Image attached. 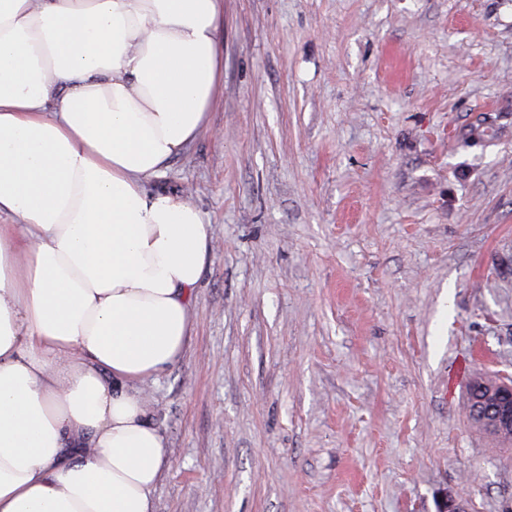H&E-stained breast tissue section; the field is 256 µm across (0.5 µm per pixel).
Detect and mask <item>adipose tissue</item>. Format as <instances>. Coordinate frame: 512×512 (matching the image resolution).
Listing matches in <instances>:
<instances>
[{
    "label": "adipose tissue",
    "instance_id": "ef3b65f1",
    "mask_svg": "<svg viewBox=\"0 0 512 512\" xmlns=\"http://www.w3.org/2000/svg\"><path fill=\"white\" fill-rule=\"evenodd\" d=\"M223 0H0V512H153L140 383L213 253L148 182L209 124Z\"/></svg>",
    "mask_w": 512,
    "mask_h": 512
}]
</instances>
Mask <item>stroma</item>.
Segmentation results:
<instances>
[{
	"instance_id": "obj_1",
	"label": "stroma",
	"mask_w": 512,
	"mask_h": 512,
	"mask_svg": "<svg viewBox=\"0 0 512 512\" xmlns=\"http://www.w3.org/2000/svg\"><path fill=\"white\" fill-rule=\"evenodd\" d=\"M217 39L209 130L152 182L216 236L145 385L154 512H512L464 407L512 377V0H224ZM495 128L489 119L485 116L478 118L462 137L464 146H474L486 143L493 139Z\"/></svg>"
}]
</instances>
